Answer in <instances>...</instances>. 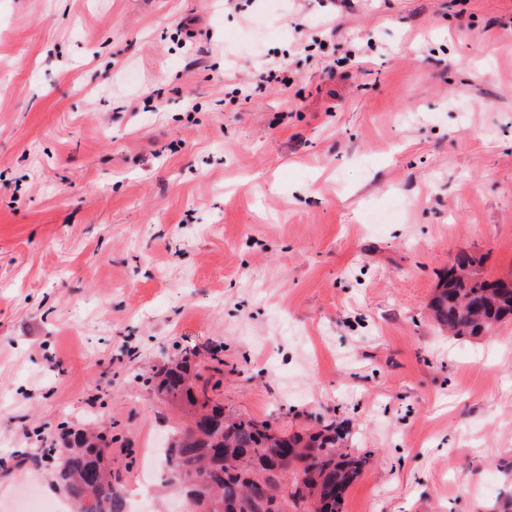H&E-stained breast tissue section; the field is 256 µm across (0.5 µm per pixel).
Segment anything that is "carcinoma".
<instances>
[{"label": "carcinoma", "mask_w": 512, "mask_h": 512, "mask_svg": "<svg viewBox=\"0 0 512 512\" xmlns=\"http://www.w3.org/2000/svg\"><path fill=\"white\" fill-rule=\"evenodd\" d=\"M483 257L457 256L429 307L436 323L469 339L512 320V280L483 275ZM194 354L168 357L144 384L185 406L188 421L173 429L163 460L186 512H343L348 488L371 460L350 447L336 421L288 431L249 415L229 413L200 385ZM40 453L65 488L73 512H125L112 482V434L63 424L38 431Z\"/></svg>", "instance_id": "1"}]
</instances>
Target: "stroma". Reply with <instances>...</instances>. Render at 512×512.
Returning <instances> with one entry per match:
<instances>
[{
	"label": "stroma",
	"mask_w": 512,
	"mask_h": 512,
	"mask_svg": "<svg viewBox=\"0 0 512 512\" xmlns=\"http://www.w3.org/2000/svg\"><path fill=\"white\" fill-rule=\"evenodd\" d=\"M464 251L512 278V0H0V512L64 499L46 421L136 484L141 374L215 347L227 410L370 451L343 512H512V322L428 310Z\"/></svg>",
	"instance_id": "35a3bbf8"
}]
</instances>
